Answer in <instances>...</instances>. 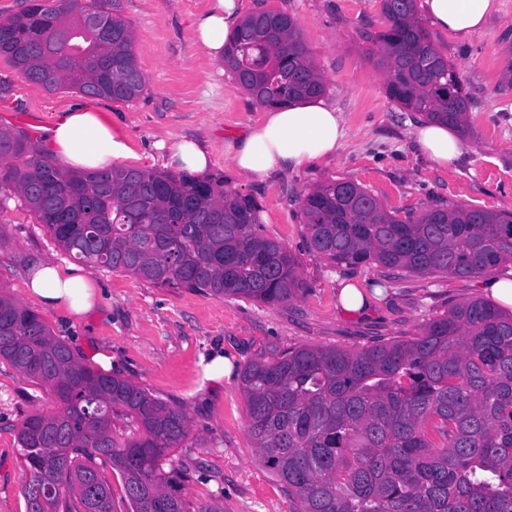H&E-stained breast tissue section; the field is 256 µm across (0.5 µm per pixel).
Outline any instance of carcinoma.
<instances>
[{
    "mask_svg": "<svg viewBox=\"0 0 512 512\" xmlns=\"http://www.w3.org/2000/svg\"><path fill=\"white\" fill-rule=\"evenodd\" d=\"M367 35L388 95L467 131L470 101L429 39L417 0H382ZM121 0H26L0 21V56L30 85L130 102L146 90ZM92 12L98 25L82 19ZM224 68L258 104L324 94L285 12L248 14ZM10 187L73 258L158 287L274 305L301 290L297 257L266 237L258 205L222 181L114 166L72 173L0 129ZM307 247L337 264L467 278L512 261V213L463 205L398 218L351 181L301 200ZM0 359L53 398L24 417L27 512H114L109 468L129 512H189L163 460L191 429L181 405L82 365L38 313L0 294ZM246 424L263 465L298 512H512V314L472 299L408 339L297 346L249 359Z\"/></svg>",
    "mask_w": 512,
    "mask_h": 512,
    "instance_id": "cac0c4a2",
    "label": "carcinoma"
}]
</instances>
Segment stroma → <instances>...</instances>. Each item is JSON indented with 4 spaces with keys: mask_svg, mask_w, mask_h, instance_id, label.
<instances>
[{
    "mask_svg": "<svg viewBox=\"0 0 512 512\" xmlns=\"http://www.w3.org/2000/svg\"><path fill=\"white\" fill-rule=\"evenodd\" d=\"M210 0H123L138 64L146 78L143 96L131 102L101 99L135 152L127 164L162 171L158 141L199 136L212 147L210 176L251 197L261 229L299 259L303 288L278 305L233 300L184 289L162 288L92 264L85 271L100 285L96 307L84 318L40 309L27 297L25 273L36 257L62 264L70 255L34 213L0 191V292L41 311L50 330L64 339L83 365L98 351L112 354L115 375L154 397L183 404L192 421L188 438L171 458L180 495L193 507L222 512H295L285 486L260 462L246 429L239 371L247 360L288 346L357 348L407 339L450 306L489 299L488 279H512V262L466 279L404 273L384 280L377 264L337 266L305 244L300 197L314 184L346 180L360 184L399 218L425 208L462 204L512 212V86L502 73L512 62V0L486 28L467 41L428 27L430 40L457 70L472 100L469 151L442 168L413 142L412 112L386 92L385 76L366 34L381 30V0H241L243 14L288 13L310 59L326 81L325 96L344 113L350 128L334 161L293 172L262 185L247 183L224 153L225 142L261 119L263 109L197 46L194 18ZM74 89L53 92L30 85L0 57V127L29 137L47 150L46 129L61 112L85 104ZM380 282L369 310L344 312V284L368 288ZM222 351L230 363L222 384L207 380L203 355ZM49 395L0 360V512H27L29 479L17 450L16 428L29 414L53 412Z\"/></svg>",
    "mask_w": 512,
    "mask_h": 512,
    "instance_id": "1",
    "label": "stroma"
}]
</instances>
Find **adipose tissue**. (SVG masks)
<instances>
[{
	"label": "adipose tissue",
	"instance_id": "ef3b65f1",
	"mask_svg": "<svg viewBox=\"0 0 512 512\" xmlns=\"http://www.w3.org/2000/svg\"><path fill=\"white\" fill-rule=\"evenodd\" d=\"M423 7L434 26L464 41L484 29L489 17L497 13L498 2L424 0ZM241 19L239 0H212L208 10L196 17L195 40L213 63H223L224 45ZM411 127L419 148L440 167H447L466 149L448 126L419 117ZM49 133L53 155L71 171L104 170L133 154L127 137L94 102L63 112ZM346 136L342 113L332 102L315 98L267 109L225 151L242 177L264 183L334 160ZM164 159L166 167L175 171L204 174L211 167V154L197 138H184L166 148ZM25 287L27 295L44 308L72 318L91 310L97 296L83 268L47 259L31 263Z\"/></svg>",
	"mask_w": 512,
	"mask_h": 512
}]
</instances>
